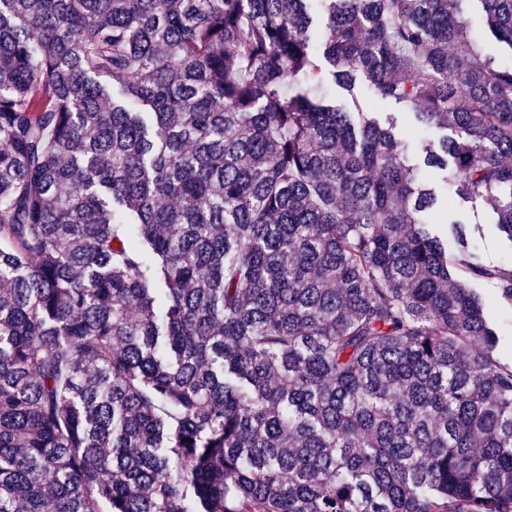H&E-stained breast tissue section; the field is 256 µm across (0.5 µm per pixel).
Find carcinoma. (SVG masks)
<instances>
[{"label": "carcinoma", "mask_w": 512, "mask_h": 512, "mask_svg": "<svg viewBox=\"0 0 512 512\" xmlns=\"http://www.w3.org/2000/svg\"><path fill=\"white\" fill-rule=\"evenodd\" d=\"M475 1L512 52V0H0V512H512V262L321 91L512 242ZM331 97L336 105L344 107L350 112H357V109L363 111L375 112L373 116L382 126H389L393 122L396 126L395 131L405 141L406 157L409 164H422V155L419 153V142L421 139L438 143L444 137L453 136L451 129L429 128L426 130L416 129L417 124L411 111L405 110L399 106L387 104L377 108L371 107L373 94L369 84L362 78L358 77L355 87L352 91H348L339 85L331 83L328 86ZM424 170L422 176L436 189L439 198L445 200V204L446 199L448 200L447 206L438 209L429 218V222L435 224L439 230L445 229L451 221L467 224L470 231L474 226H478L480 233L476 232L475 239L485 262L497 264L512 261L511 245L499 232L491 211L481 203L464 202L452 195L443 182L441 172ZM469 287L474 288L484 297L487 304V315L501 336L499 358L503 362L510 363L512 361V309L496 301L495 290L489 282H472Z\"/></svg>", "instance_id": "obj_1"}]
</instances>
